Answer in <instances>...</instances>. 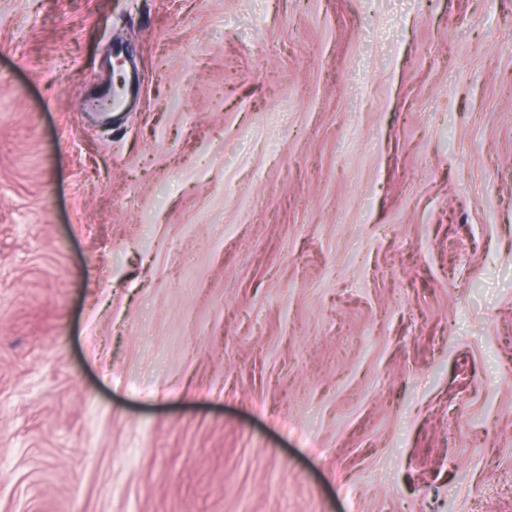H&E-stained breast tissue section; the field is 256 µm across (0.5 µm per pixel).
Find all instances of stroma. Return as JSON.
I'll use <instances>...</instances> for the list:
<instances>
[{
  "mask_svg": "<svg viewBox=\"0 0 512 512\" xmlns=\"http://www.w3.org/2000/svg\"><path fill=\"white\" fill-rule=\"evenodd\" d=\"M0 512H512V0H0Z\"/></svg>",
  "mask_w": 512,
  "mask_h": 512,
  "instance_id": "stroma-1",
  "label": "stroma"
}]
</instances>
